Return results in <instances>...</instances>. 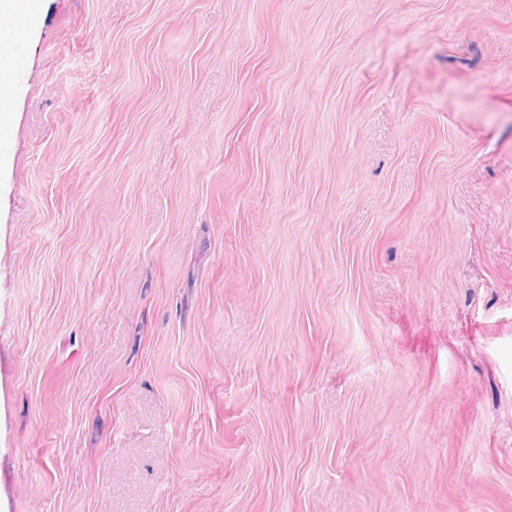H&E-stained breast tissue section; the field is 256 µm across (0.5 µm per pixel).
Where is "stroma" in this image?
I'll return each mask as SVG.
<instances>
[{
	"label": "stroma",
	"mask_w": 512,
	"mask_h": 512,
	"mask_svg": "<svg viewBox=\"0 0 512 512\" xmlns=\"http://www.w3.org/2000/svg\"><path fill=\"white\" fill-rule=\"evenodd\" d=\"M0 161V512H512V0H41Z\"/></svg>",
	"instance_id": "1"
}]
</instances>
